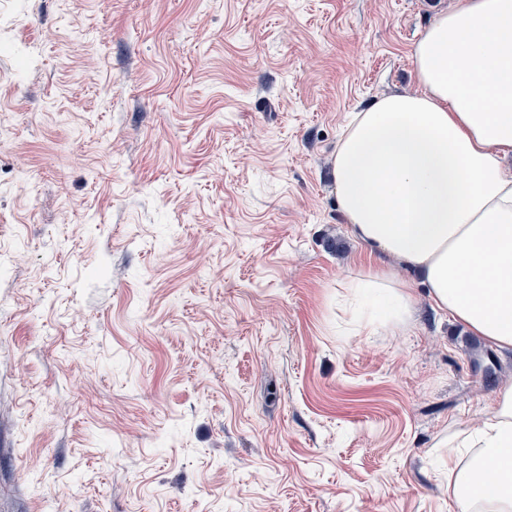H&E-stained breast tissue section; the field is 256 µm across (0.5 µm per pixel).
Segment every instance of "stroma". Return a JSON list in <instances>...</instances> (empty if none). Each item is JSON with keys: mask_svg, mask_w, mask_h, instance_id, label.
I'll return each mask as SVG.
<instances>
[{"mask_svg": "<svg viewBox=\"0 0 512 512\" xmlns=\"http://www.w3.org/2000/svg\"><path fill=\"white\" fill-rule=\"evenodd\" d=\"M454 0H0V512H462L512 351L357 330L331 159Z\"/></svg>", "mask_w": 512, "mask_h": 512, "instance_id": "1", "label": "stroma"}]
</instances>
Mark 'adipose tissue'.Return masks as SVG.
<instances>
[{
    "label": "adipose tissue",
    "instance_id": "ef3b65f1",
    "mask_svg": "<svg viewBox=\"0 0 512 512\" xmlns=\"http://www.w3.org/2000/svg\"><path fill=\"white\" fill-rule=\"evenodd\" d=\"M418 89L353 113L332 159L352 237L379 258L348 283L386 296L378 325L412 320L404 269L435 310L512 350V0H456L411 51ZM465 466L448 494L471 512H512V386L481 426L461 433Z\"/></svg>",
    "mask_w": 512,
    "mask_h": 512
}]
</instances>
